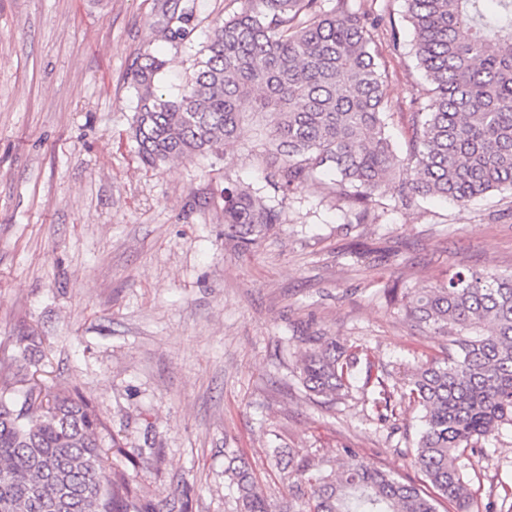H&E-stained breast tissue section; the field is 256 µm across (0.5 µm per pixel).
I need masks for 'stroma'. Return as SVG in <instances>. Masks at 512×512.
<instances>
[{
	"mask_svg": "<svg viewBox=\"0 0 512 512\" xmlns=\"http://www.w3.org/2000/svg\"><path fill=\"white\" fill-rule=\"evenodd\" d=\"M155 0H0V361L21 337H40L43 377L82 393L135 461L117 458L145 503L232 512L224 451L249 463L272 512L289 479L272 447L348 465L344 448L415 483L419 429L404 408L368 416L361 392L333 404L300 384V337L361 348L356 370L443 356L448 339L406 319L388 290L414 292L449 271L512 273V192L465 206L420 198L404 207L386 184L356 223L321 180L284 199L285 219L250 251L224 236V180L273 198L261 137L245 123L222 153L143 164L131 138V69L150 51L184 83L214 22L237 0H194L185 44L151 30ZM395 21L400 49L386 63L397 152L410 137L416 68L405 0H349ZM474 508L512 512V427L463 460Z\"/></svg>",
	"mask_w": 512,
	"mask_h": 512,
	"instance_id": "35a3bbf8",
	"label": "stroma"
}]
</instances>
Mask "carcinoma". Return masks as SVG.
<instances>
[{
	"label": "carcinoma",
	"instance_id": "carcinoma-1",
	"mask_svg": "<svg viewBox=\"0 0 512 512\" xmlns=\"http://www.w3.org/2000/svg\"><path fill=\"white\" fill-rule=\"evenodd\" d=\"M215 22L194 71L161 89L167 60L137 58L131 130L142 161L157 167L218 154L251 116L265 121L266 182L282 197L322 175L329 193L367 224L386 183L397 200L451 199L461 206L512 190V0H406L414 54L428 87L414 99L411 137L398 157L386 136L381 23L347 0H238ZM183 0H156L152 28L170 43L194 29ZM283 223L279 207L240 183L224 185V235L248 250ZM405 317L448 337V353L407 368L403 382L366 371L361 391L379 420L407 406L420 429L413 461L433 489L367 462L323 468L290 448L291 497L303 512H472L460 461L512 426V274L456 272L408 297ZM303 387L329 401L349 394L358 354L332 336H303ZM126 455L90 399L52 392L37 376L0 372V512H143L137 486L108 454ZM224 479L234 512H271L253 473L232 452Z\"/></svg>",
	"mask_w": 512,
	"mask_h": 512
}]
</instances>
